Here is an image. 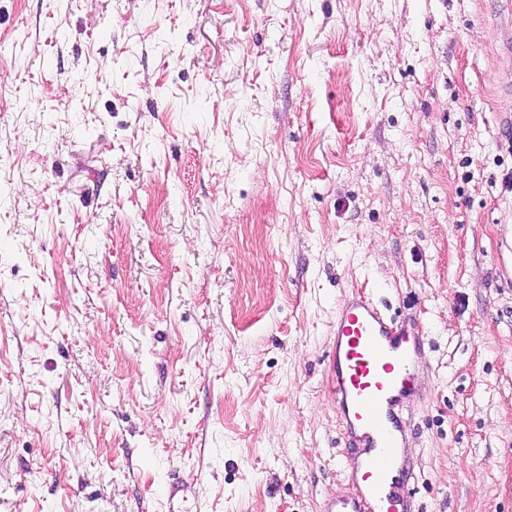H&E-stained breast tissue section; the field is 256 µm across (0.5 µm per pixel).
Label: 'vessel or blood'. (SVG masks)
I'll use <instances>...</instances> for the list:
<instances>
[{"label":"vessel or blood","instance_id":"1","mask_svg":"<svg viewBox=\"0 0 512 512\" xmlns=\"http://www.w3.org/2000/svg\"><path fill=\"white\" fill-rule=\"evenodd\" d=\"M423 345L365 292L336 311L330 393L346 428L353 494L325 498L321 512H416V474L402 452L403 401L415 386Z\"/></svg>","mask_w":512,"mask_h":512}]
</instances>
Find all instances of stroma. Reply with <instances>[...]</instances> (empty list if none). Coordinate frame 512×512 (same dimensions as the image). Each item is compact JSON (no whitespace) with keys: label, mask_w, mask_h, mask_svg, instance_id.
Instances as JSON below:
<instances>
[{"label":"stroma","mask_w":512,"mask_h":512,"mask_svg":"<svg viewBox=\"0 0 512 512\" xmlns=\"http://www.w3.org/2000/svg\"><path fill=\"white\" fill-rule=\"evenodd\" d=\"M503 0H0V512H319L367 287L419 512H512Z\"/></svg>","instance_id":"1"}]
</instances>
